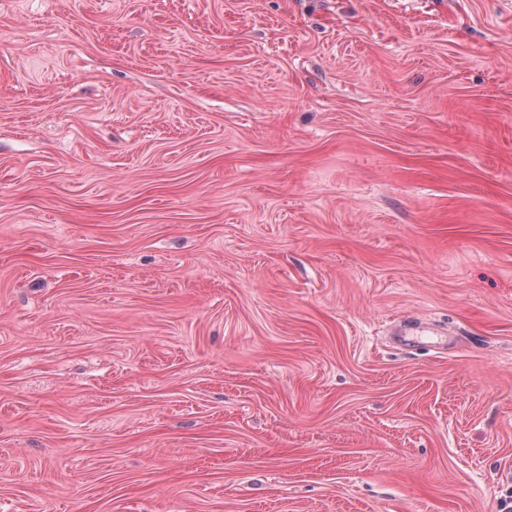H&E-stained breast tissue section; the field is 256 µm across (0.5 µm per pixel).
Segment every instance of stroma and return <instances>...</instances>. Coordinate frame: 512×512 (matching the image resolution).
<instances>
[{"label":"stroma","instance_id":"stroma-1","mask_svg":"<svg viewBox=\"0 0 512 512\" xmlns=\"http://www.w3.org/2000/svg\"><path fill=\"white\" fill-rule=\"evenodd\" d=\"M511 482L512 0H0V512Z\"/></svg>","mask_w":512,"mask_h":512}]
</instances>
